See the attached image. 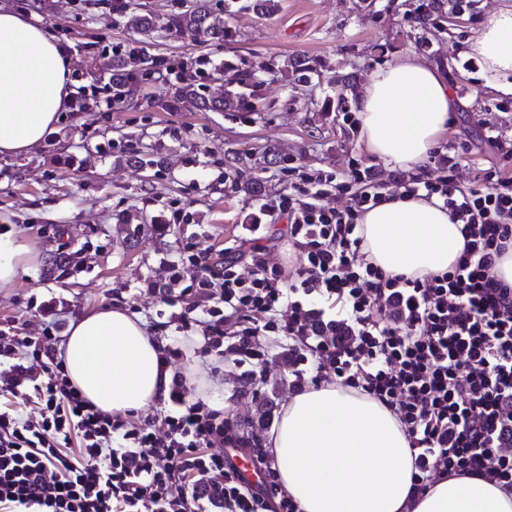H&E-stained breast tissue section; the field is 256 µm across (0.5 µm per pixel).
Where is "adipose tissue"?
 Listing matches in <instances>:
<instances>
[{
    "label": "adipose tissue",
    "instance_id": "adipose-tissue-1",
    "mask_svg": "<svg viewBox=\"0 0 512 512\" xmlns=\"http://www.w3.org/2000/svg\"><path fill=\"white\" fill-rule=\"evenodd\" d=\"M487 84H512V0L467 41ZM71 58L51 31L0 6V155L43 143L69 104ZM461 102L440 68L414 52L375 69L355 99L358 145L386 168L414 171L447 132ZM367 259L390 275L448 271L464 240L438 200L392 197L358 220ZM144 322L105 307L72 321L61 345L71 383L107 413L166 398L173 373ZM269 452L300 512H512V492L479 477H446L412 491L414 456L396 415L336 383L307 387L282 409Z\"/></svg>",
    "mask_w": 512,
    "mask_h": 512
}]
</instances>
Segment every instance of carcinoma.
<instances>
[{"label": "carcinoma", "instance_id": "cac0c4a2", "mask_svg": "<svg viewBox=\"0 0 512 512\" xmlns=\"http://www.w3.org/2000/svg\"><path fill=\"white\" fill-rule=\"evenodd\" d=\"M248 8L257 16L269 17L281 9V0H249ZM442 3L431 0L430 3L417 7L414 22L415 26L425 32L439 27L443 21L441 14ZM165 28L171 33H180L186 29L194 31L204 42L222 44L224 40L232 37V30L224 24L212 19L211 13L206 9L204 0H197L195 7L185 11L170 14L166 18ZM161 73L160 61L143 56L140 52L132 50L128 53H118L112 57V76L116 83L112 90L120 93L122 89L131 85L137 74L143 70ZM224 96L212 97L206 94L209 73L202 70L194 79L187 80L178 90V95L190 99L204 110L213 112H237L251 114L261 111L260 100L264 80L248 69H242L230 61L224 62ZM283 76L290 75L301 83H310L314 78H322V74L310 61L304 57H296L289 61V68L279 71ZM343 92L337 97L336 103H327L326 111L344 112L347 110L348 97L346 93H355L357 80L342 77Z\"/></svg>", "mask_w": 512, "mask_h": 512}]
</instances>
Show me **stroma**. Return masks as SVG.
<instances>
[{
  "label": "stroma",
  "mask_w": 512,
  "mask_h": 512,
  "mask_svg": "<svg viewBox=\"0 0 512 512\" xmlns=\"http://www.w3.org/2000/svg\"><path fill=\"white\" fill-rule=\"evenodd\" d=\"M195 0H128L129 13L152 14L156 29L143 35L126 25L103 0H39L29 18L51 27L70 46L73 71L83 86L112 74V55L131 48L164 59L163 76H138L131 96L105 107L87 96L83 111L62 113L56 132L37 147L0 155V230L38 252L14 284L0 290V327L23 336L41 333L30 301L54 299L66 321L111 306L113 289L139 285L164 274L161 259L175 256L182 239L209 236L222 245L235 235L262 200L290 192L285 158L307 170L345 172L350 160L372 165L357 146L355 127L325 114L327 100L340 91L335 78L366 77L399 54L414 51L422 36L409 21L422 0H281L268 18L242 12L226 18L224 0H207L214 18L229 19L235 41L201 44L190 31L169 35L168 14ZM497 0H478L474 10L454 15L432 34L425 55L444 67L452 92L464 105L441 141L442 150L468 144L458 171L469 182L476 171L497 167L501 154L488 141L491 130L512 136V106L500 109V92L484 85L464 41ZM314 61L324 82L267 79L264 112H205L173 96L185 72L212 70L231 59L265 76L289 57ZM263 177L260 196L244 187ZM182 219L169 233L152 222L170 203ZM215 358L187 351L177 363L192 399L230 410L246 423L265 411L263 401L241 396L232 373L220 378L223 393L199 383Z\"/></svg>",
  "instance_id": "stroma-1"
}]
</instances>
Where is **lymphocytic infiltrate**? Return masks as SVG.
Instances as JSON below:
<instances>
[{"label": "lymphocytic infiltrate", "instance_id": "1", "mask_svg": "<svg viewBox=\"0 0 512 512\" xmlns=\"http://www.w3.org/2000/svg\"><path fill=\"white\" fill-rule=\"evenodd\" d=\"M491 141L503 166L466 185L458 155L439 151L415 173L287 167L294 192L261 204L241 235L220 249L187 241L164 279L144 281L170 309L158 330L200 329L204 353L254 388L275 363L291 392L332 381L376 397L409 437L413 492L443 476L511 492L512 286L494 266L512 247V139L499 131ZM388 195L442 201L464 237L454 267L411 278L366 259L357 220ZM282 221L285 232L272 234ZM283 240L305 258L295 270L273 256ZM38 312L41 335L0 328V512H299L271 466L269 419L239 428L191 400L179 372L162 419L95 409L56 357L55 303ZM18 399L36 400L38 415L20 414ZM240 454L259 464L261 484L244 480ZM97 457L105 467L90 466Z\"/></svg>", "mask_w": 512, "mask_h": 512}]
</instances>
